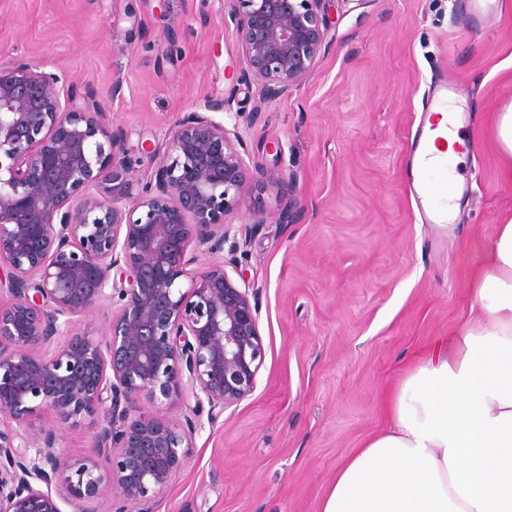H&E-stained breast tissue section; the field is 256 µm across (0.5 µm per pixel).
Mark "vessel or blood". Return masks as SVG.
Masks as SVG:
<instances>
[{
	"label": "vessel or blood",
	"mask_w": 512,
	"mask_h": 512,
	"mask_svg": "<svg viewBox=\"0 0 512 512\" xmlns=\"http://www.w3.org/2000/svg\"><path fill=\"white\" fill-rule=\"evenodd\" d=\"M448 96L447 85H440L433 89L430 97H427L426 107L421 115L416 133L411 141L412 165L408 180L411 184H419L423 172H431L437 183L443 184L448 180V162L437 158L432 148L433 128L432 110L442 106Z\"/></svg>",
	"instance_id": "b4317fda"
}]
</instances>
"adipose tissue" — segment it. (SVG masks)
Here are the masks:
<instances>
[{"label": "adipose tissue", "mask_w": 512, "mask_h": 512, "mask_svg": "<svg viewBox=\"0 0 512 512\" xmlns=\"http://www.w3.org/2000/svg\"><path fill=\"white\" fill-rule=\"evenodd\" d=\"M466 316L389 397L388 424L336 471L321 512H512V216Z\"/></svg>", "instance_id": "adipose-tissue-1"}]
</instances>
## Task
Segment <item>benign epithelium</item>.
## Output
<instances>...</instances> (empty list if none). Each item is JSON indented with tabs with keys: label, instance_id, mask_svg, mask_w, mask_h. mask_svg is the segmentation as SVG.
Returning <instances> with one entry per match:
<instances>
[{
	"label": "benign epithelium",
	"instance_id": "benign-epithelium-1",
	"mask_svg": "<svg viewBox=\"0 0 512 512\" xmlns=\"http://www.w3.org/2000/svg\"><path fill=\"white\" fill-rule=\"evenodd\" d=\"M325 0H224L239 36L242 76L269 96L308 77L329 44ZM142 185L128 179L123 137L94 105L79 106L62 73L23 59L0 65V512H62L116 493L114 512H152L183 467L202 414L213 420L254 390L263 364L258 300L222 260L234 215L257 189L279 196L281 223L297 202L264 170L238 125L189 112L166 135ZM120 273L112 277V271ZM188 281L182 289L181 280ZM117 307L108 336L74 330L91 310ZM59 340L51 352L44 347ZM190 407L187 429L138 406ZM103 412L93 452L64 459L54 429Z\"/></svg>",
	"mask_w": 512,
	"mask_h": 512
}]
</instances>
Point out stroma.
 Listing matches in <instances>:
<instances>
[{"mask_svg":"<svg viewBox=\"0 0 512 512\" xmlns=\"http://www.w3.org/2000/svg\"><path fill=\"white\" fill-rule=\"evenodd\" d=\"M327 0L331 42L312 75L265 96L221 0H0V64L64 72L97 101L132 160L152 175L159 144L205 101L229 99L265 170L295 169L299 202L279 223L273 193L252 234L234 218L238 268L259 295L264 363L250 396L192 435L184 467L153 512H320L337 469L386 425L385 397L418 351L469 307V283L512 213L494 117L512 104V0ZM123 94H112L113 79ZM456 87L465 155L459 212L439 234L407 183L408 144L430 87ZM96 415L57 428V451L87 454Z\"/></svg>","mask_w":512,"mask_h":512,"instance_id":"1","label":"stroma"}]
</instances>
